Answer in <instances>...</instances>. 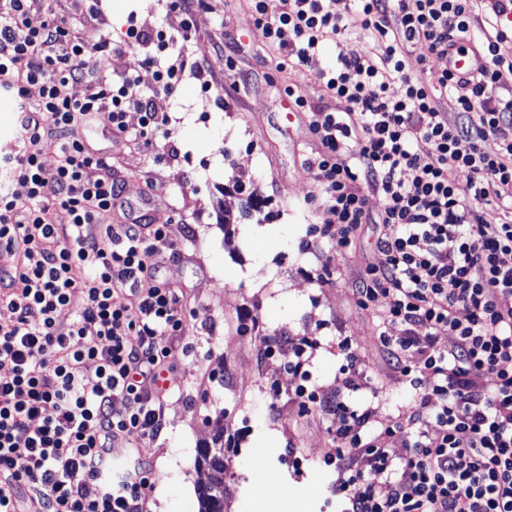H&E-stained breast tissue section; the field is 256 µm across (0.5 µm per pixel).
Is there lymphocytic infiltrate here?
Returning a JSON list of instances; mask_svg holds the SVG:
<instances>
[{
	"label": "lymphocytic infiltrate",
	"instance_id": "1",
	"mask_svg": "<svg viewBox=\"0 0 512 512\" xmlns=\"http://www.w3.org/2000/svg\"><path fill=\"white\" fill-rule=\"evenodd\" d=\"M29 2L0 0V89L39 96L38 111L20 115L25 150L0 156V245L19 254L0 272V308L10 313L0 322V512H19L25 499L29 512H146L154 475L136 466L113 477L112 457L136 454L130 434L153 439L164 428L169 391L156 380L173 367L159 339L181 335L184 308L170 283L157 282L154 257L180 251L165 225L113 223L119 170L78 131L100 121L114 139L147 147L169 136L161 96L183 65L148 50L137 74L74 97L69 85L108 39L90 45L53 15L31 26ZM250 2L276 70L311 65L326 42L338 48L322 74L337 108L293 97L317 144L305 164L328 215L312 235L341 251L375 225L381 261L358 273L357 303L384 304L380 345L399 381L419 391L392 425L368 433L369 411L309 382L303 356L315 340L294 345L300 406L336 418L331 493L341 512H512V305L503 303L512 298V137L500 134L512 126V94L501 93L512 83V35L502 27L512 0H490L492 32L480 40L477 0H348L341 12L336 0H281L275 13L267 0ZM474 41L479 62L468 76L446 68L433 87L407 70L414 44L443 59ZM397 81L401 94L389 95ZM144 88L133 131L126 104ZM443 91L456 112L442 111ZM91 168L99 178H87ZM370 191L383 199L379 212L367 206ZM51 210L66 223L49 222ZM77 292L84 308L63 321ZM442 329L454 338L446 350L434 338ZM429 414L439 425L432 434ZM396 434L408 445L399 458L385 446Z\"/></svg>",
	"mask_w": 512,
	"mask_h": 512
}]
</instances>
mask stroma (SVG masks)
Instances as JSON below:
<instances>
[{
  "label": "stroma",
  "instance_id": "1",
  "mask_svg": "<svg viewBox=\"0 0 512 512\" xmlns=\"http://www.w3.org/2000/svg\"><path fill=\"white\" fill-rule=\"evenodd\" d=\"M52 14L75 36L90 40L101 29L112 40L93 54V72L73 86L75 96L140 71L143 49L126 45L132 25L147 35L164 30L166 58L186 64L167 94L169 145L118 144L99 127L80 133L90 150L117 157L127 221L150 216L182 249L179 261L166 250L155 258L159 279L183 294L182 335L160 339L180 389L164 403L159 437H130L156 477L148 512H199L196 490L207 475L195 455L212 445L219 427L229 444L224 512H337L329 491L336 472L327 463L336 421L299 410L300 377L288 368L293 346L315 340L307 368L328 393L341 384L338 343L351 337L364 373L345 399L371 411L374 430L391 424L415 392L398 383L380 348V311L360 309L354 296L359 269L380 260L372 227L344 255L328 243L306 251L314 225L326 218L314 200L316 172L302 164L315 142L302 112L272 108L292 90L323 104L321 73L336 60L335 44L325 43L311 66L271 69L273 52L253 25L249 0H202L188 20L170 0H32V26ZM224 44L239 68L254 72L251 84H236L219 51ZM202 57L209 66L203 81L192 70ZM330 259L341 275L319 284ZM267 337L279 345L265 357Z\"/></svg>",
  "mask_w": 512,
  "mask_h": 512
}]
</instances>
